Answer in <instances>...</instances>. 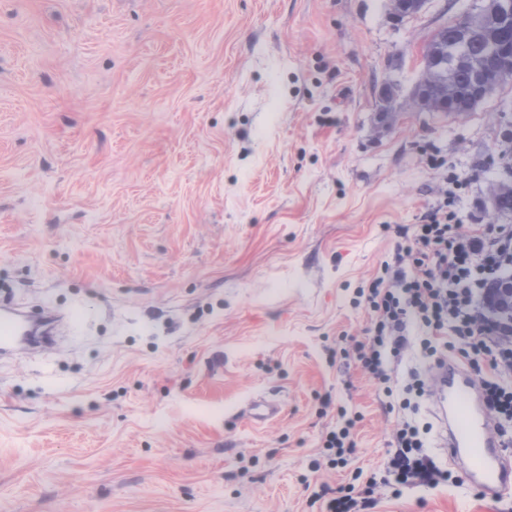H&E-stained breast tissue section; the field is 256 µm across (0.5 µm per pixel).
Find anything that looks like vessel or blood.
I'll return each mask as SVG.
<instances>
[{
	"label": "vessel or blood",
	"instance_id": "obj_1",
	"mask_svg": "<svg viewBox=\"0 0 512 512\" xmlns=\"http://www.w3.org/2000/svg\"><path fill=\"white\" fill-rule=\"evenodd\" d=\"M29 339V322L17 308H0V355H13ZM430 403L438 425L440 446L461 471L467 485L494 499L512 494V453L492 433L477 379L456 361L446 359L435 368ZM253 422L280 416L276 399L257 396L244 408Z\"/></svg>",
	"mask_w": 512,
	"mask_h": 512
}]
</instances>
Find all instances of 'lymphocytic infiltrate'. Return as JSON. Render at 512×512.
Listing matches in <instances>:
<instances>
[{"label": "lymphocytic infiltrate", "instance_id": "f902f5d3", "mask_svg": "<svg viewBox=\"0 0 512 512\" xmlns=\"http://www.w3.org/2000/svg\"><path fill=\"white\" fill-rule=\"evenodd\" d=\"M464 185L449 174L447 192L416 225L411 243L398 247L362 289L370 326L350 351L361 370L390 394L391 367L401 364L413 345L436 358L458 349L505 436L512 432V320L495 318L491 306L504 271L512 270V225L461 230L457 203ZM430 431L416 418H401L382 473L355 469V482L313 493V502L320 512H371L377 487L398 496L458 483L427 451Z\"/></svg>", "mask_w": 512, "mask_h": 512}]
</instances>
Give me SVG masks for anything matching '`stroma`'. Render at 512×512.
Here are the masks:
<instances>
[{"label":"stroma","instance_id":"35a3bbf8","mask_svg":"<svg viewBox=\"0 0 512 512\" xmlns=\"http://www.w3.org/2000/svg\"><path fill=\"white\" fill-rule=\"evenodd\" d=\"M473 0H0V302L76 311L0 357V512H317L398 419L351 359L354 301L438 196L512 184V82L463 116L382 115ZM280 400L256 425L253 396ZM373 512H506L458 485ZM339 415L343 423L330 429L322 440L323 456L327 458L332 467H347L354 453L355 442L351 430L354 419L346 418V412L340 410Z\"/></svg>","mask_w":512,"mask_h":512}]
</instances>
